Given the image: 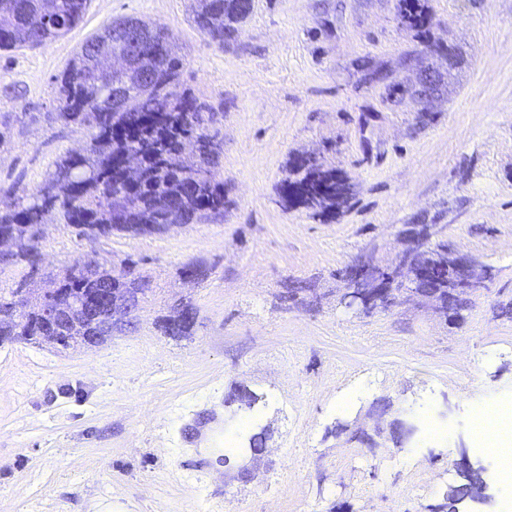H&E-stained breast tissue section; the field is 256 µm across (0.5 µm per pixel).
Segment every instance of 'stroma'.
Listing matches in <instances>:
<instances>
[{
  "mask_svg": "<svg viewBox=\"0 0 512 512\" xmlns=\"http://www.w3.org/2000/svg\"><path fill=\"white\" fill-rule=\"evenodd\" d=\"M397 0H254L233 42L192 22L194 0H90L67 35L0 51V184L41 187L94 131L55 118L54 77L113 20L165 28L182 86L214 114L221 217L90 242L42 227V263L0 262L9 292L75 264L145 283L134 330L64 352L0 345V512H438L463 484L461 456L486 469L490 498L459 512H501L499 460L473 446V408L512 397V0H428L425 52ZM386 70L368 82L363 63ZM442 78L419 102L388 94L417 69ZM315 152L355 186L335 216L286 208L278 187L296 153ZM407 224L481 260L492 277L455 321L401 302L369 315L336 303L345 268L394 262ZM203 269L183 278L184 267ZM180 302L193 336L158 322ZM259 397L253 409L235 388ZM417 426L408 441L351 434L377 422ZM268 430L253 476L235 478L252 434ZM431 476L432 489L414 486Z\"/></svg>",
  "mask_w": 512,
  "mask_h": 512,
  "instance_id": "obj_1",
  "label": "stroma"
}]
</instances>
